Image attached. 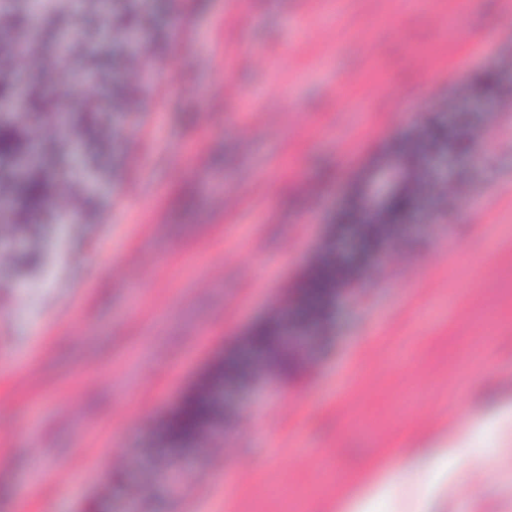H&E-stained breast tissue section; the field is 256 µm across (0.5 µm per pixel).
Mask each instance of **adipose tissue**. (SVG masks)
Listing matches in <instances>:
<instances>
[{
  "label": "adipose tissue",
  "instance_id": "1",
  "mask_svg": "<svg viewBox=\"0 0 512 512\" xmlns=\"http://www.w3.org/2000/svg\"><path fill=\"white\" fill-rule=\"evenodd\" d=\"M488 425L498 428L503 442L512 441V403L444 436L436 447L384 449L382 460L344 489L337 512H376L380 503L388 504L389 512H443L445 494L462 489L456 475L471 430Z\"/></svg>",
  "mask_w": 512,
  "mask_h": 512
}]
</instances>
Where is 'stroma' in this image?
Returning <instances> with one entry per match:
<instances>
[{"instance_id":"obj_1","label":"stroma","mask_w":512,"mask_h":512,"mask_svg":"<svg viewBox=\"0 0 512 512\" xmlns=\"http://www.w3.org/2000/svg\"><path fill=\"white\" fill-rule=\"evenodd\" d=\"M151 5L162 98L114 26L99 43L134 109L162 113L159 140L103 114L109 149L71 145L65 168L43 155L41 219L0 222V512H336L382 449L486 413L488 390L512 399V103L485 88L463 101L464 126L445 109L484 76L512 82L499 61L512 0ZM439 123L469 146L429 161L427 206L354 268L361 301L332 286L303 355L250 352L327 217ZM89 161L119 223L46 222L76 205ZM110 233L132 238L135 263L111 269ZM246 355L262 380L176 436L190 387ZM446 512H512V450Z\"/></svg>"}]
</instances>
